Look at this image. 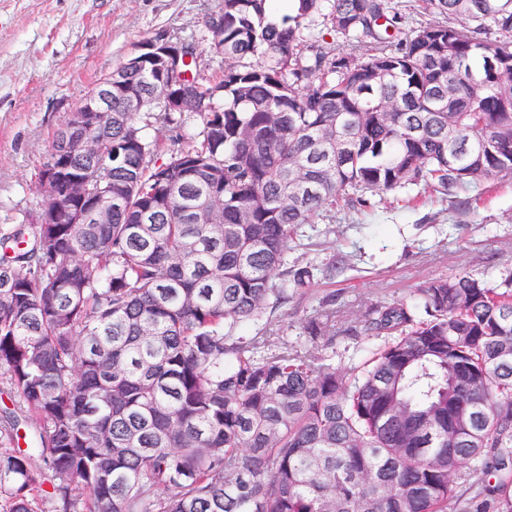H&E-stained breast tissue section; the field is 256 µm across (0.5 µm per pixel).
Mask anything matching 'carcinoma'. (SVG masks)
Returning <instances> with one entry per match:
<instances>
[{"instance_id": "carcinoma-1", "label": "carcinoma", "mask_w": 512, "mask_h": 512, "mask_svg": "<svg viewBox=\"0 0 512 512\" xmlns=\"http://www.w3.org/2000/svg\"><path fill=\"white\" fill-rule=\"evenodd\" d=\"M273 2L206 16L224 69L205 76L194 48L182 68L198 138L145 139L115 94L86 192L68 188L76 153L40 209L53 223L0 235V375L36 428L14 448L6 415L0 512H512V289L460 273L373 305L344 336L383 344L348 367L319 317L309 349L238 334L310 283L285 267L319 212L512 175V0H291L278 23ZM316 22L332 41L306 39ZM160 72L122 80L148 91ZM110 194L111 223H70ZM475 407L496 420L449 443Z\"/></svg>"}]
</instances>
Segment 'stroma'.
<instances>
[{
  "instance_id": "obj_1",
  "label": "stroma",
  "mask_w": 512,
  "mask_h": 512,
  "mask_svg": "<svg viewBox=\"0 0 512 512\" xmlns=\"http://www.w3.org/2000/svg\"><path fill=\"white\" fill-rule=\"evenodd\" d=\"M219 0H0V232L27 223L43 197L37 177L52 152L55 129L113 69L159 32L194 44L206 75L221 71L203 21ZM202 129L195 112L173 123L150 120L147 140L173 145ZM355 209L318 214L304 228L289 266H315L308 287L244 335L306 344L303 326L336 314L337 329L373 304L416 305L433 278L472 273L500 285L512 272V178L476 190L442 193L419 187L368 195Z\"/></svg>"
}]
</instances>
